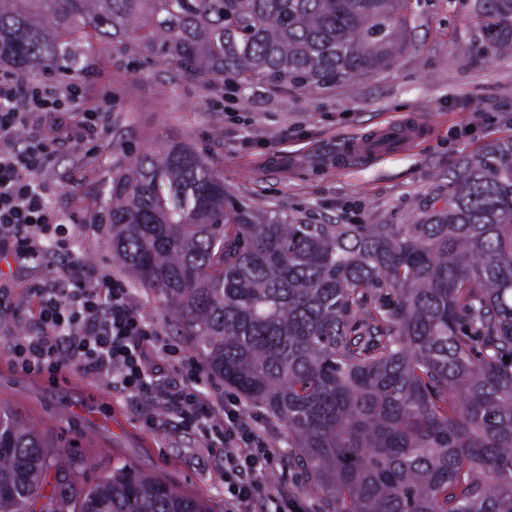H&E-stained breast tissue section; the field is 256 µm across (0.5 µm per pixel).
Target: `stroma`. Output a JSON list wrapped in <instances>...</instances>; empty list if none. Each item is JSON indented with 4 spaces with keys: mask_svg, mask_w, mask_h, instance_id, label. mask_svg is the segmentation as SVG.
<instances>
[{
    "mask_svg": "<svg viewBox=\"0 0 512 512\" xmlns=\"http://www.w3.org/2000/svg\"><path fill=\"white\" fill-rule=\"evenodd\" d=\"M478 3L407 0L410 32L393 66L313 92L267 81L237 86L226 79L205 87L191 71L133 61L111 44H98L87 58L80 108L99 107L107 82L112 107L101 118L93 156L67 142L42 172L52 188L50 204L61 216L75 214L99 227L108 217L113 168L151 143L171 139L194 147L223 175L232 194L255 207L307 224L420 223L443 205L449 179L467 159L488 142L512 139V55L483 53ZM480 109L484 121L473 122V111ZM401 118L429 127L409 150L374 162L345 155L347 138ZM79 254L129 288L162 342L193 354L158 302L113 262L109 234L86 233ZM45 279L41 258L28 254L18 255L0 278L13 307L0 313V402L48 434L82 474L81 489L131 463L202 498L213 512H224L223 470L173 415H162L165 429L153 433L143 424L140 404L113 392L106 377L69 370L62 378L72 388L62 392L11 366L9 343L34 328L29 290ZM86 388L111 403L115 426L123 431L120 440L91 434L79 421H62L64 406ZM247 413L283 450L269 477L304 500L310 512H327L281 423L253 404Z\"/></svg>",
    "mask_w": 512,
    "mask_h": 512,
    "instance_id": "1",
    "label": "stroma"
}]
</instances>
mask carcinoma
<instances>
[{"label": "carcinoma", "instance_id": "carcinoma-1", "mask_svg": "<svg viewBox=\"0 0 512 512\" xmlns=\"http://www.w3.org/2000/svg\"><path fill=\"white\" fill-rule=\"evenodd\" d=\"M512 53V0H481ZM405 0H0V61L80 74L93 42L203 83L313 91L392 65ZM112 259L210 372L288 430L332 512H512V140L419 224H301L224 188L190 145L112 171ZM0 405V512H211L123 465L79 495Z\"/></svg>", "mask_w": 512, "mask_h": 512}]
</instances>
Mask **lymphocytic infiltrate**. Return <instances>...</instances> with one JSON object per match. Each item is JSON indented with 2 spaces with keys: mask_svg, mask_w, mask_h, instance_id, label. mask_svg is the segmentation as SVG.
<instances>
[{
  "mask_svg": "<svg viewBox=\"0 0 512 512\" xmlns=\"http://www.w3.org/2000/svg\"><path fill=\"white\" fill-rule=\"evenodd\" d=\"M80 96L77 82L36 84L0 68V253L39 256L49 275L33 289L39 331L10 344L12 366L38 376L53 377L69 367L104 375L122 396L169 409L199 434L201 447L219 449L224 512H254L255 502L265 499L278 503V512H309L281 484L264 480L279 448L249 419L239 398L205 386L202 363L180 359V383L161 388L160 375L174 349L160 344L154 324L123 284L78 257L80 223L53 210L40 175L61 140L98 135L99 113H84L75 126L68 122ZM45 123L55 138L16 141L19 128Z\"/></svg>",
  "mask_w": 512,
  "mask_h": 512,
  "instance_id": "lymphocytic-infiltrate-1",
  "label": "lymphocytic infiltrate"
}]
</instances>
